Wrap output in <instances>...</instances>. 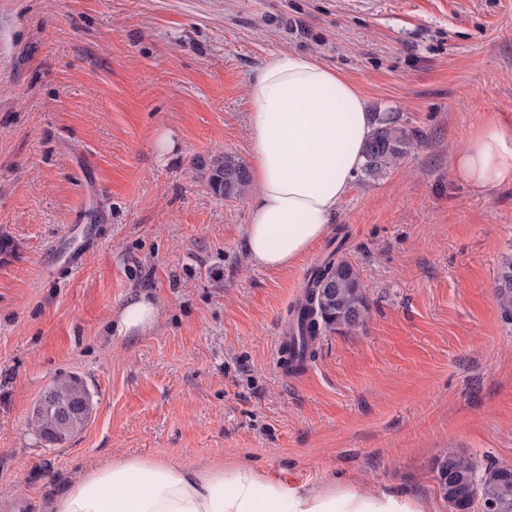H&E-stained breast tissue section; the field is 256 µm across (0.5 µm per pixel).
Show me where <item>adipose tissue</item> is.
Returning <instances> with one entry per match:
<instances>
[{
	"mask_svg": "<svg viewBox=\"0 0 512 512\" xmlns=\"http://www.w3.org/2000/svg\"><path fill=\"white\" fill-rule=\"evenodd\" d=\"M252 181L247 251L257 265H293L331 229L363 161L374 122L342 75L299 53L264 62L250 90ZM454 173L480 188L512 183V123L477 125L452 158ZM423 499L366 494L351 484L312 486L223 462L183 464L123 456L72 482L52 512H425Z\"/></svg>",
	"mask_w": 512,
	"mask_h": 512,
	"instance_id": "1",
	"label": "adipose tissue"
}]
</instances>
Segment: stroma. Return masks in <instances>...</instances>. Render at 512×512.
<instances>
[{
    "instance_id": "stroma-1",
    "label": "stroma",
    "mask_w": 512,
    "mask_h": 512,
    "mask_svg": "<svg viewBox=\"0 0 512 512\" xmlns=\"http://www.w3.org/2000/svg\"><path fill=\"white\" fill-rule=\"evenodd\" d=\"M283 51L421 144L357 173L330 232L273 271L245 251L250 196H216L205 170L249 163V85ZM494 118L512 121V0H0V512H49L117 456L232 460L431 512H449L448 452L512 466V319L495 298L512 185L451 169ZM83 225L93 249L64 271ZM338 238L368 317L282 371L277 336ZM138 295L157 321L126 336ZM71 376L90 419L51 447L27 420Z\"/></svg>"
}]
</instances>
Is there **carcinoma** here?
<instances>
[{
    "mask_svg": "<svg viewBox=\"0 0 512 512\" xmlns=\"http://www.w3.org/2000/svg\"><path fill=\"white\" fill-rule=\"evenodd\" d=\"M419 135L396 120L391 113L374 117V130L365 145L361 170L377 179L402 164L418 147ZM207 185L225 199H238L250 185L242 162L232 155L216 162L208 172ZM497 301L502 313L512 317V262L500 275ZM368 315V298L354 265L335 255L311 270L304 302L297 311L303 347L324 330L352 331ZM90 395L75 379H60L39 397L28 418V429L56 446L83 430L89 420ZM436 470L444 497L452 512L481 510L512 512V467L480 466L470 457L455 452L437 462Z\"/></svg>",
    "mask_w": 512,
    "mask_h": 512,
    "instance_id": "1",
    "label": "carcinoma"
}]
</instances>
